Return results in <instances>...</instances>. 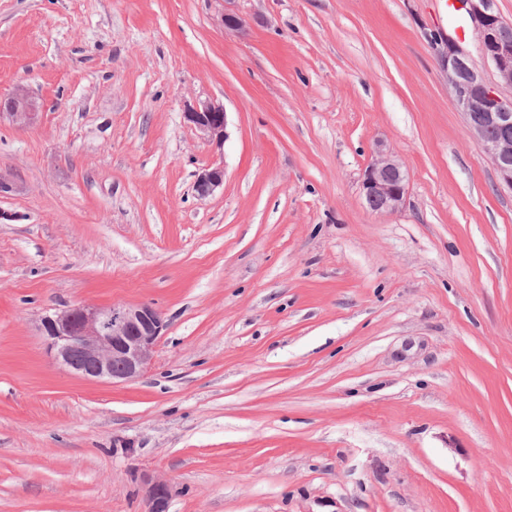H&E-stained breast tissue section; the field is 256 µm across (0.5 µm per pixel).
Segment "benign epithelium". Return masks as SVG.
Wrapping results in <instances>:
<instances>
[{"label": "benign epithelium", "mask_w": 512, "mask_h": 512, "mask_svg": "<svg viewBox=\"0 0 512 512\" xmlns=\"http://www.w3.org/2000/svg\"><path fill=\"white\" fill-rule=\"evenodd\" d=\"M495 0H457V8L473 22L485 62L498 82L512 87V23L494 9ZM226 28L244 34L247 24L230 10L221 16ZM444 67L448 88L463 111L471 135L492 160L499 186L512 192V99L502 98L469 62L451 38L445 40ZM8 116L19 127L33 124L37 105L19 87L6 102ZM194 127L217 148L224 145L226 113L213 102H201L185 113ZM224 186V166L212 165L197 176L195 189L205 197ZM362 193L375 212H398L407 195V177L400 162L380 147L362 179ZM166 328L161 311L150 304L76 305L41 318L40 331L57 364L85 380L113 383L139 378L151 365ZM147 512H168L170 485L144 479Z\"/></svg>", "instance_id": "benign-epithelium-1"}]
</instances>
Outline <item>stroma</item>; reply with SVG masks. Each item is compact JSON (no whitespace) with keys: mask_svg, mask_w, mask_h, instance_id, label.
<instances>
[{"mask_svg":"<svg viewBox=\"0 0 512 512\" xmlns=\"http://www.w3.org/2000/svg\"><path fill=\"white\" fill-rule=\"evenodd\" d=\"M0 0V512H512V192L448 89L446 0ZM226 112L215 149L184 118ZM408 173L372 212L377 144ZM220 163L202 198L196 175ZM149 303L126 383L49 308ZM133 443L134 454L119 450ZM5 105L9 111L6 114L18 127L33 124L39 114L36 103L29 97L28 92L23 87H18ZM199 196L205 197L214 194L224 187V166L212 165L203 169L197 176L194 184ZM145 501L148 512H168L171 499L170 485L162 480L145 478Z\"/></svg>","mask_w":512,"mask_h":512,"instance_id":"obj_1","label":"stroma"}]
</instances>
